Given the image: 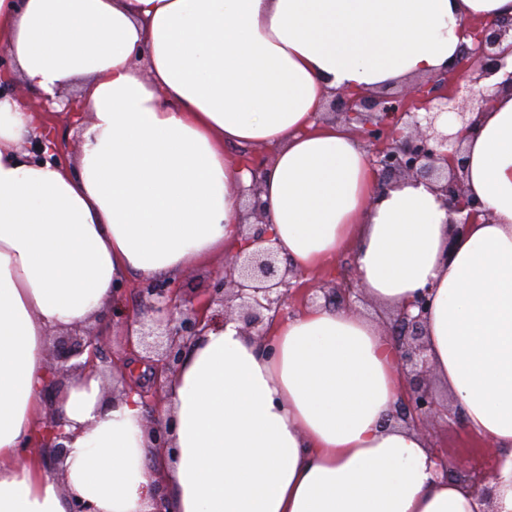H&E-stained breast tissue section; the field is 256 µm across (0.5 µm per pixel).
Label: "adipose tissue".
Wrapping results in <instances>:
<instances>
[{
    "instance_id": "1",
    "label": "adipose tissue",
    "mask_w": 512,
    "mask_h": 512,
    "mask_svg": "<svg viewBox=\"0 0 512 512\" xmlns=\"http://www.w3.org/2000/svg\"><path fill=\"white\" fill-rule=\"evenodd\" d=\"M512 0H0V47L53 97L76 85L90 124L73 165L26 159L38 122L0 96V512H512V95L465 143V185L490 212L451 260L434 190L380 189L331 93L438 74L468 19ZM228 143L268 147L269 234L293 270L346 247L366 294L397 309L430 289L433 373L499 456L492 496L438 471L391 421L394 350L364 312L310 307L268 337L206 329L167 385L173 451L157 456L133 393L73 376L54 404L51 332L99 318L130 274L177 278L244 244L250 173ZM62 470L19 464L48 413Z\"/></svg>"
}]
</instances>
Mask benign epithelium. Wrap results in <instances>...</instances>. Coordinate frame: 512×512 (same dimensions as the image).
I'll return each instance as SVG.
<instances>
[{
	"label": "benign epithelium",
	"instance_id": "1",
	"mask_svg": "<svg viewBox=\"0 0 512 512\" xmlns=\"http://www.w3.org/2000/svg\"><path fill=\"white\" fill-rule=\"evenodd\" d=\"M470 41L461 57L440 73L441 79L453 80L451 91L436 94L437 79L413 84L397 94H365L346 89L334 91L331 108L348 125L357 124L364 140L376 146L373 165L382 188L392 185L396 178L430 184L448 210L451 233L444 259L453 253L458 238L468 225L488 215L485 203L467 192L464 182V141L481 128L483 111L464 104L472 92L485 103L495 94L512 93V70H507V57L512 56V18H483L472 21L458 31ZM252 176L250 186L239 187L248 198L246 214L254 219L248 243L249 253L232 251L224 255V269L215 273L205 299L197 308H181L180 283L166 279L141 282L138 292L144 299L143 310L132 313L124 301L112 305L111 318L125 321L129 342V361L148 364L152 381L144 388L126 381L125 364H116L106 356V338L87 331L83 335L60 337L51 361L56 378L73 376L93 367L100 373L117 371L124 381V390L139 393L145 411L165 397L169 374L181 363L187 346L202 331L217 324L237 325L246 336L263 337L269 321L283 314L293 285V269L281 266L280 249L272 245L271 236L262 224L260 208L261 168L245 164ZM360 285L357 270L348 274L342 286L329 292L314 289L313 299L324 305L347 307L354 288ZM430 307L428 290L417 293L414 300L392 313L390 342L396 356L397 371L406 377L408 392L390 413L430 436V424L441 415L451 416L452 409L437 397L429 383L431 373L427 351V316ZM154 448L170 447L172 420L156 421L149 425ZM69 436L61 419L50 416L46 429L28 445L20 457L24 462L30 455H41L44 465L55 469L67 455ZM462 483L492 495L471 475L469 463L460 460L453 471Z\"/></svg>",
	"mask_w": 512,
	"mask_h": 512
}]
</instances>
